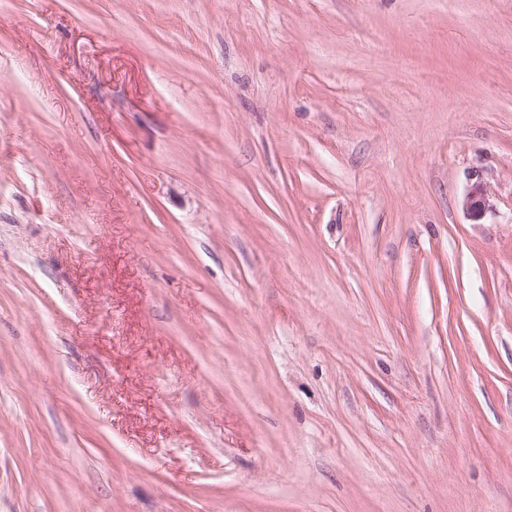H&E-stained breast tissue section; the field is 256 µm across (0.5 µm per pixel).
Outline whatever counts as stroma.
I'll return each mask as SVG.
<instances>
[{
	"mask_svg": "<svg viewBox=\"0 0 512 512\" xmlns=\"http://www.w3.org/2000/svg\"><path fill=\"white\" fill-rule=\"evenodd\" d=\"M0 512H512V0H0ZM492 207L487 189L481 183L470 186L463 200V209L469 217L480 218Z\"/></svg>",
	"mask_w": 512,
	"mask_h": 512,
	"instance_id": "35a3bbf8",
	"label": "stroma"
}]
</instances>
